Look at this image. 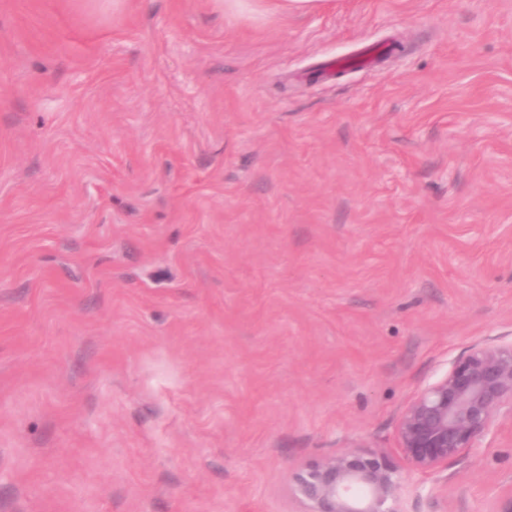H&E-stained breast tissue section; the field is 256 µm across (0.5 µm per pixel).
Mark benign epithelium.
Wrapping results in <instances>:
<instances>
[{"label":"benign epithelium","mask_w":512,"mask_h":512,"mask_svg":"<svg viewBox=\"0 0 512 512\" xmlns=\"http://www.w3.org/2000/svg\"><path fill=\"white\" fill-rule=\"evenodd\" d=\"M512 426V340H478L423 386L401 411L399 448L407 468L388 455L333 454L295 475L301 512H401L403 494L420 493L413 473L437 476L429 490L441 498L448 462L475 453Z\"/></svg>","instance_id":"benign-epithelium-1"}]
</instances>
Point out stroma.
Instances as JSON below:
<instances>
[{"instance_id":"stroma-1","label":"stroma","mask_w":512,"mask_h":512,"mask_svg":"<svg viewBox=\"0 0 512 512\" xmlns=\"http://www.w3.org/2000/svg\"><path fill=\"white\" fill-rule=\"evenodd\" d=\"M505 334L512 0H0V512H298Z\"/></svg>"}]
</instances>
